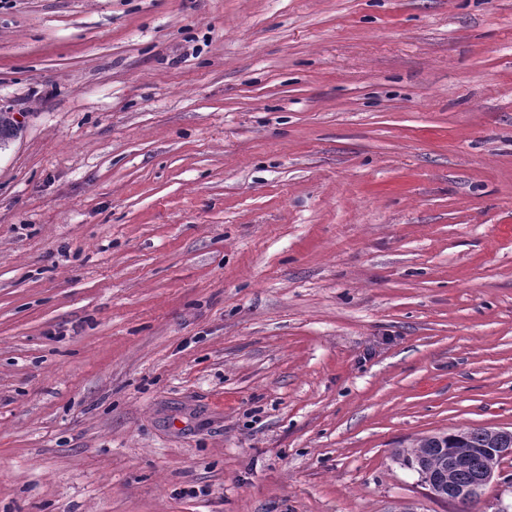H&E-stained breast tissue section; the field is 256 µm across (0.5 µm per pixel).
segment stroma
I'll return each mask as SVG.
<instances>
[{
	"instance_id": "stroma-1",
	"label": "stroma",
	"mask_w": 512,
	"mask_h": 512,
	"mask_svg": "<svg viewBox=\"0 0 512 512\" xmlns=\"http://www.w3.org/2000/svg\"><path fill=\"white\" fill-rule=\"evenodd\" d=\"M0 110V512H456L393 452L512 430V0H0Z\"/></svg>"
}]
</instances>
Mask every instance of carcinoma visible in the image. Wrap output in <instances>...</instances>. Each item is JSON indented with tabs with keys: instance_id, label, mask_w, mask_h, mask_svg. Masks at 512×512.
<instances>
[{
	"instance_id": "carcinoma-1",
	"label": "carcinoma",
	"mask_w": 512,
	"mask_h": 512,
	"mask_svg": "<svg viewBox=\"0 0 512 512\" xmlns=\"http://www.w3.org/2000/svg\"><path fill=\"white\" fill-rule=\"evenodd\" d=\"M458 448H471L473 452L450 475L444 468L445 456ZM482 448H512V433L489 427L459 428L424 437L412 449H397L394 455L403 458L422 481L432 479L442 485L450 482L457 489L475 488L481 494L487 485L484 474L489 464V459L480 452Z\"/></svg>"
}]
</instances>
